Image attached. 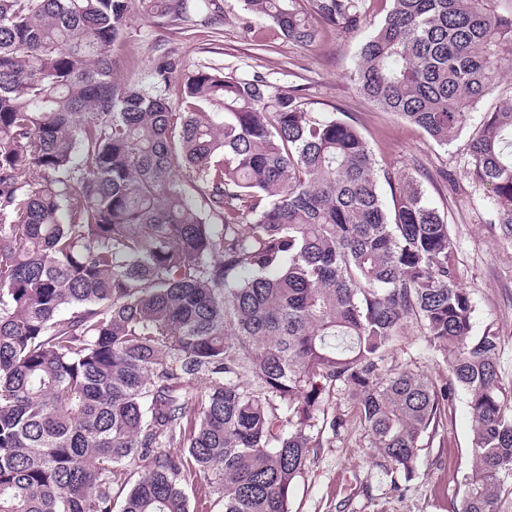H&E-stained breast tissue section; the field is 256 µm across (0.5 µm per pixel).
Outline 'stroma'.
<instances>
[{"mask_svg":"<svg viewBox=\"0 0 512 512\" xmlns=\"http://www.w3.org/2000/svg\"><path fill=\"white\" fill-rule=\"evenodd\" d=\"M222 6L221 15L212 17L202 0H196L188 22L153 20L141 6H134L124 38L114 50L124 79L150 84L155 59L170 51L186 68L213 64L241 77L261 73L279 86L302 88L314 111L349 115L378 166L419 180L425 200L448 220L461 284L474 306L472 333L498 336L500 381L511 391L512 236L494 223L489 192L474 186L466 173L468 133L437 144L356 92L350 75L368 28L344 32L327 26L313 45L277 41L257 50L243 25L251 23L253 35H260L267 20L251 15L244 0H222ZM470 446V414L462 392L433 446L419 451L411 471L377 464L364 448L360 431L342 433L333 446L311 454L294 484L291 512H455L458 489L471 466Z\"/></svg>","mask_w":512,"mask_h":512,"instance_id":"obj_1","label":"stroma"}]
</instances>
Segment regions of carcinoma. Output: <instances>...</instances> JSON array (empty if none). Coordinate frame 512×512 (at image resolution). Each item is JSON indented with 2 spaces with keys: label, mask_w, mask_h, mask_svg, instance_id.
Listing matches in <instances>:
<instances>
[{
  "label": "carcinoma",
  "mask_w": 512,
  "mask_h": 512,
  "mask_svg": "<svg viewBox=\"0 0 512 512\" xmlns=\"http://www.w3.org/2000/svg\"><path fill=\"white\" fill-rule=\"evenodd\" d=\"M368 0H245L308 46ZM353 83L446 145L512 57L499 0H389ZM184 21L189 0H140ZM129 0H0V512H291L323 435L411 471L456 393L458 512L512 508L498 337L472 336L449 226L300 89L157 58L117 76ZM224 119H218V111ZM512 235V94L468 141ZM391 189L385 202L380 182ZM445 378L389 363L408 324ZM351 412L329 413L336 392Z\"/></svg>",
  "instance_id": "cac0c4a2"
}]
</instances>
